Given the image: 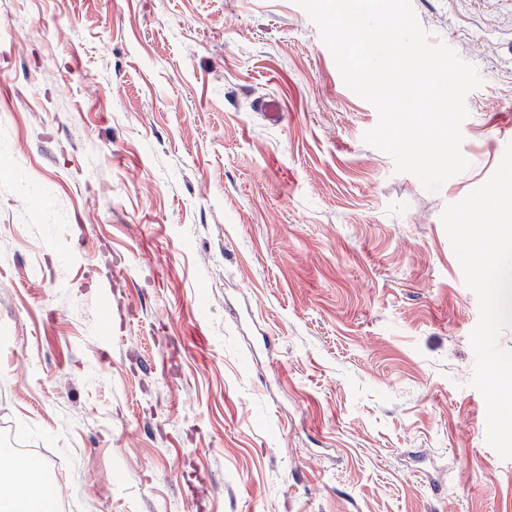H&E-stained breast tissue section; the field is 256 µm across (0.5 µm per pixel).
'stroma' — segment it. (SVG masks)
<instances>
[{
	"label": "stroma",
	"instance_id": "stroma-1",
	"mask_svg": "<svg viewBox=\"0 0 512 512\" xmlns=\"http://www.w3.org/2000/svg\"><path fill=\"white\" fill-rule=\"evenodd\" d=\"M411 4L483 80L435 193L295 0H0V437L72 512H512L441 220L512 141V0Z\"/></svg>",
	"mask_w": 512,
	"mask_h": 512
}]
</instances>
